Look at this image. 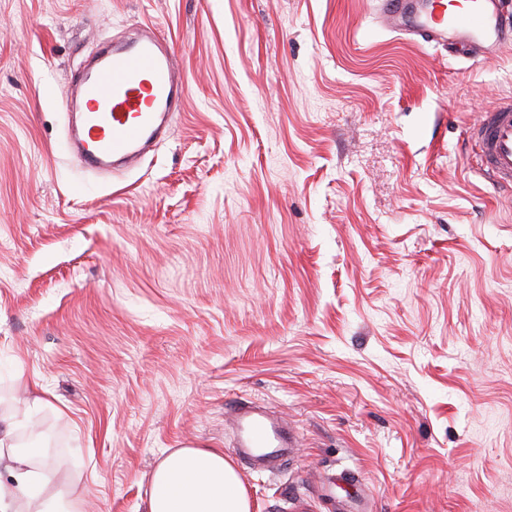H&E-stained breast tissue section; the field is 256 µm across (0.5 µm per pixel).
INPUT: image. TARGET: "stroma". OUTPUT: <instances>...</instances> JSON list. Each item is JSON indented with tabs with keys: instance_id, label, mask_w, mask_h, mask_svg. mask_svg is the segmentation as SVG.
<instances>
[{
	"instance_id": "obj_1",
	"label": "stroma",
	"mask_w": 512,
	"mask_h": 512,
	"mask_svg": "<svg viewBox=\"0 0 512 512\" xmlns=\"http://www.w3.org/2000/svg\"><path fill=\"white\" fill-rule=\"evenodd\" d=\"M376 0H0V410L79 512H143L225 404L298 432L251 512H512V192L469 130L512 46L404 42ZM151 27L171 134L102 179L66 152L72 74ZM44 406L26 416L34 388Z\"/></svg>"
}]
</instances>
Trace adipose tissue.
<instances>
[{
	"label": "adipose tissue",
	"mask_w": 512,
	"mask_h": 512,
	"mask_svg": "<svg viewBox=\"0 0 512 512\" xmlns=\"http://www.w3.org/2000/svg\"><path fill=\"white\" fill-rule=\"evenodd\" d=\"M19 420L0 414V512H75V487L57 490L48 502L45 471L62 472L64 463L49 461L38 449L19 450ZM146 512H251L250 500L234 467L214 448H181L155 465Z\"/></svg>",
	"instance_id": "obj_1"
}]
</instances>
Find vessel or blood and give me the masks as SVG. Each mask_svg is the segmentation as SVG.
Instances as JSON below:
<instances>
[{"instance_id": "1", "label": "vessel or blood", "mask_w": 512, "mask_h": 512, "mask_svg": "<svg viewBox=\"0 0 512 512\" xmlns=\"http://www.w3.org/2000/svg\"><path fill=\"white\" fill-rule=\"evenodd\" d=\"M382 25L410 41L447 46L470 41L489 57L512 44V15L501 0H468L463 11L438 8L437 0H380ZM81 112L74 149L85 165L103 169L136 156L169 121L183 95L175 53L147 36L107 52L76 84ZM478 168L497 189L512 190V96L484 112L469 131ZM232 451L250 469L268 470L292 458L297 438L284 420L254 406L235 407Z\"/></svg>"}]
</instances>
